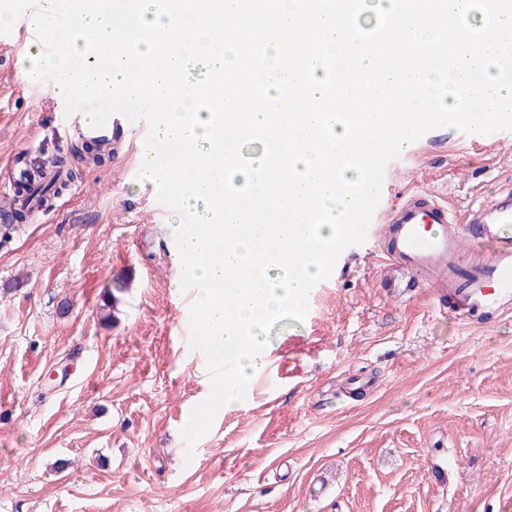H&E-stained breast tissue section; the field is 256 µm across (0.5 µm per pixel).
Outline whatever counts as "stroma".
Here are the masks:
<instances>
[{
  "mask_svg": "<svg viewBox=\"0 0 512 512\" xmlns=\"http://www.w3.org/2000/svg\"><path fill=\"white\" fill-rule=\"evenodd\" d=\"M25 46L0 45V208L13 159L62 155L68 187L0 239V512H512V313L484 323L381 261L386 227L271 330L266 370L186 459L209 394L190 350L170 213L137 144L75 154ZM512 184V133L436 131L401 150L381 195L433 188L455 208ZM128 285L116 320L108 290ZM66 460L57 470V460Z\"/></svg>",
  "mask_w": 512,
  "mask_h": 512,
  "instance_id": "stroma-1",
  "label": "stroma"
}]
</instances>
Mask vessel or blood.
<instances>
[{
  "instance_id": "vessel-or-blood-1",
  "label": "vessel or blood",
  "mask_w": 512,
  "mask_h": 512,
  "mask_svg": "<svg viewBox=\"0 0 512 512\" xmlns=\"http://www.w3.org/2000/svg\"><path fill=\"white\" fill-rule=\"evenodd\" d=\"M89 140L116 136L145 138L146 122L111 116L100 128L67 118ZM373 223L385 225L383 258L390 265L447 289L470 312L512 309V187L490 201L461 211L428 190H415L394 208L377 207Z\"/></svg>"
}]
</instances>
